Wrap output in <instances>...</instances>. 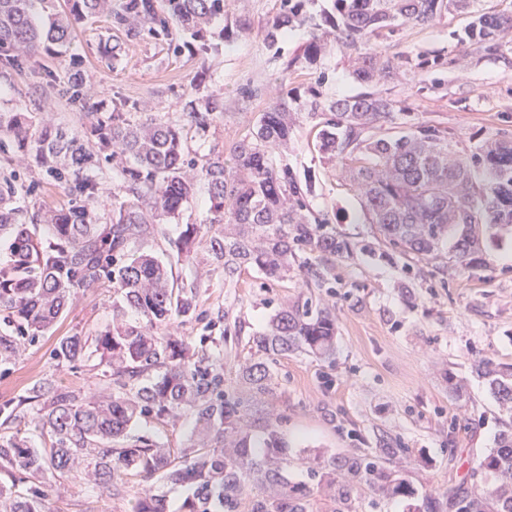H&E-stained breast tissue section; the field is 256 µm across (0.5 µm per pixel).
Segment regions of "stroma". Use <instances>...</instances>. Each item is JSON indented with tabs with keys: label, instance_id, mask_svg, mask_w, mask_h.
Returning <instances> with one entry per match:
<instances>
[{
	"label": "stroma",
	"instance_id": "35a3bbf8",
	"mask_svg": "<svg viewBox=\"0 0 512 512\" xmlns=\"http://www.w3.org/2000/svg\"><path fill=\"white\" fill-rule=\"evenodd\" d=\"M278 10L279 0H225L223 16L211 27L212 49L204 56L176 52L144 37L125 43L119 59H106L101 45L114 43L120 34L104 16L77 28L73 51L82 61L91 100L104 105L133 100L145 114L181 121L188 100L222 97V117L206 131L193 133L189 142L191 154L203 156L248 134L283 89L304 99L314 85L329 99L358 92L349 59L332 40L317 66L283 75V61L299 53L310 30L296 28L278 48H268L266 24ZM240 21L249 22L247 35H237ZM470 21V16L451 14L425 26L405 24L377 47L388 56L427 49L451 52ZM503 42L505 57L474 50L464 65L449 63L441 78L418 72L388 83L397 122L447 126L456 149L463 152L483 138L512 134V31L505 32ZM67 69V61L39 58L23 71L0 72V112H49L67 132H80L84 112L60 98L44 78L45 71L62 75ZM311 127V120L301 122L281 159L312 178L313 210L335 213L337 231L351 240H371L374 228L363 217L355 192L323 162ZM7 178L16 187L25 218L70 201L62 186L48 184L32 163L5 149L0 151V182ZM209 217L207 188L201 184L181 218L160 221L148 242L169 263L174 286L200 287L203 320L173 319L169 334L192 340L215 336V351L231 375L250 358L252 339L263 331L277 303L310 298L336 317L334 363L291 354L277 366L274 400L281 415L278 429L288 443L291 477L306 479L301 464L306 455H351L375 447L387 435L406 448L405 475L418 491L473 486L477 459L494 448L498 434L512 423L477 371L487 360L512 363V236L486 242L481 266L467 271L446 256L427 261L397 253L383 259L357 253L336 260L332 279L322 287L299 272L284 282L265 283L249 271L228 283L221 266L187 262L172 246L183 225L204 224ZM113 297L108 281L78 293L50 332L1 365L0 404L27 395L46 378L106 395L98 356L60 368L52 350L61 337L97 335L112 319ZM450 373L462 383V391L449 387ZM147 492L165 495L168 512H178L184 498L181 487L157 476L129 474L115 494L93 487L83 472L75 471L51 480L43 507L45 512H132L134 501Z\"/></svg>",
	"mask_w": 512,
	"mask_h": 512
}]
</instances>
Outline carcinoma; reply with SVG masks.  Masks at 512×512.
I'll return each instance as SVG.
<instances>
[{
  "instance_id": "1",
  "label": "carcinoma",
  "mask_w": 512,
  "mask_h": 512,
  "mask_svg": "<svg viewBox=\"0 0 512 512\" xmlns=\"http://www.w3.org/2000/svg\"><path fill=\"white\" fill-rule=\"evenodd\" d=\"M308 0H281L266 27L272 48L286 32L310 22ZM323 31L314 25L303 53L286 63L313 66L332 35L351 62V75L364 90L334 99L312 92L302 101L288 92L261 113L253 130L237 140L229 155L212 152L189 158L188 137L204 130L223 113L218 97L200 109L191 104L182 122L137 120L139 104L121 100L100 112L85 94L78 59L71 57L74 25L105 15L112 28L133 41L148 35L172 44L188 34L200 55L209 49L215 18L224 0H0V66L24 69L40 57H70L71 72L59 85L69 103L88 111L90 120L72 135L28 112L0 113V132L51 180L67 186L72 204L43 218L50 238L36 234L38 223L20 221L12 206V186L0 188V242L9 256L0 263V312L15 335H0V364L13 360L27 341L49 332L80 291L112 281V323L94 338L74 334L57 342L59 367L80 361L93 348L107 359L103 377L110 393L86 396L45 380L29 395L0 405V424L9 428L41 415L47 442L38 450L16 430L0 434V462L11 477L34 485L47 476L75 469L89 481L114 492L135 471L156 474L186 487L180 512H312L320 497L328 512H357L356 493L367 488L388 497L414 496L393 459L405 449L392 438L351 456L313 457L306 481L288 478V446L266 425L264 436L251 433L252 417L274 416L275 368L290 353L332 362L336 354V319L313 301H283L264 333L253 338V357L242 363L236 380L226 378L224 362L203 346L158 330L173 317L197 316L200 289L173 287L168 265L144 249L159 216L177 219L196 183L207 186L209 221L187 224L175 242L177 254L197 259L203 242L206 262L224 266V280L257 270L269 282L288 280L299 270L326 283L327 262L348 256L357 243L336 232V217L311 208L313 184L278 162L273 150L288 146L304 117L315 120V147L330 163H339L374 225L380 254L392 252L434 259L447 252L461 270L481 263L483 242L512 232V136L482 140L467 153L448 141V128L421 123L393 126L394 101L380 85L398 73L441 67L442 54L401 53L383 56L375 40L402 24L426 25L448 13L469 11L472 0H330ZM512 30V12L481 13L456 57L468 46L487 53L502 50L501 34ZM112 160L120 193L112 196V219L97 222L98 184L79 174L101 158ZM306 251L320 263L298 262ZM500 406L512 412V365L486 361L480 366ZM192 418L190 443L176 452L147 436L131 438V424L148 419L165 428ZM483 487L469 493L432 491L422 507L409 512H440L446 498L456 512H512V426L501 431L496 447L482 455L474 471ZM0 512H44L39 497L25 498L0 486ZM133 512H167L165 499L150 492Z\"/></svg>"
}]
</instances>
